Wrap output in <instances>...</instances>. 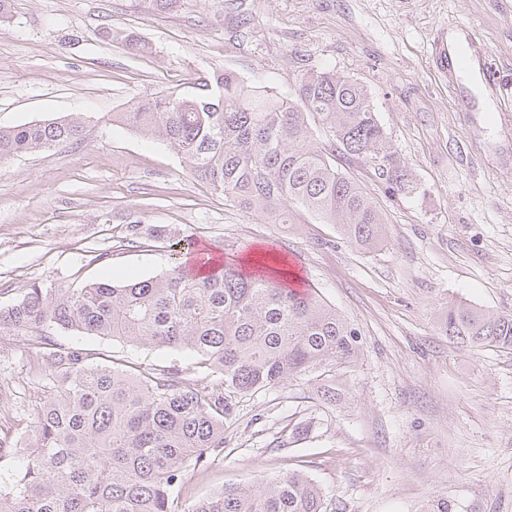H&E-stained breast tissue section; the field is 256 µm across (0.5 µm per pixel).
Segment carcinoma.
Masks as SVG:
<instances>
[{
  "instance_id": "carcinoma-1",
  "label": "carcinoma",
  "mask_w": 512,
  "mask_h": 512,
  "mask_svg": "<svg viewBox=\"0 0 512 512\" xmlns=\"http://www.w3.org/2000/svg\"><path fill=\"white\" fill-rule=\"evenodd\" d=\"M128 53L148 45L134 31L112 34ZM189 97L176 93L112 113V124L168 143L190 174L247 214L288 223L292 208L336 225L365 253L384 242L371 197L336 168V153L376 163L397 191L409 173L387 146L371 96L361 83L330 70L305 73L294 95L254 86L226 70L197 79ZM330 129V148L312 144V124ZM81 116L0 129V162L39 149L76 144ZM440 329L478 350H512V313L450 300ZM60 330L135 346L197 354V367L219 374L211 384L175 367L131 366L79 346ZM0 336H23L43 351L44 396L35 440L0 444V512H177L174 488L183 466L224 454V420L232 397L305 376L322 405L341 394L336 369L353 364L358 334L310 292L283 287L272 274H245L235 261L207 273L176 263L159 276L81 288L33 283L0 306ZM187 512H327L325 493L292 472L252 488L225 489Z\"/></svg>"
}]
</instances>
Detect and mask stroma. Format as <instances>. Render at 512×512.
Here are the masks:
<instances>
[{
  "label": "stroma",
  "instance_id": "obj_1",
  "mask_svg": "<svg viewBox=\"0 0 512 512\" xmlns=\"http://www.w3.org/2000/svg\"><path fill=\"white\" fill-rule=\"evenodd\" d=\"M459 24L512 79V0H180L162 12L138 0H11L0 128L79 114L85 130L76 144L0 162V305L35 281L159 275L204 241L243 258L277 251L300 289L358 333L336 406L320 405L305 379L236 396L224 453L184 468L181 506L302 470L327 512H421L441 498L452 512H512V353L458 348L438 322L452 299L512 313V130L491 120L496 102L477 80L440 70L438 44ZM106 26L137 32L151 53L104 40ZM322 68L367 85L410 172L409 189L393 192L373 163L336 158L385 222L374 253L301 210L284 224L247 215L192 177L175 149L111 123L143 97L191 95L195 77L217 70L290 94ZM461 91L479 107L472 117L456 110ZM131 216L165 238L119 248ZM55 340L208 378L188 351L63 331ZM37 368L25 338L0 340V441L32 440Z\"/></svg>",
  "mask_w": 512,
  "mask_h": 512
}]
</instances>
